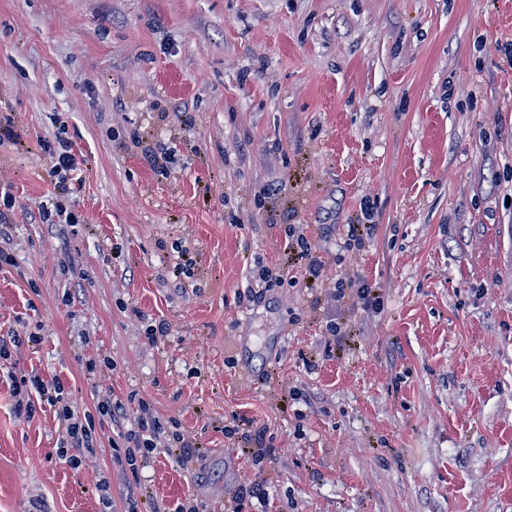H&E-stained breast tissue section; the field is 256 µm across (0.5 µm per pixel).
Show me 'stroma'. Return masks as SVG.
<instances>
[{"instance_id": "1", "label": "stroma", "mask_w": 512, "mask_h": 512, "mask_svg": "<svg viewBox=\"0 0 512 512\" xmlns=\"http://www.w3.org/2000/svg\"><path fill=\"white\" fill-rule=\"evenodd\" d=\"M510 45L512 0H0V512H101L104 489L225 512L250 484L243 512H512ZM62 140L78 221L54 237ZM292 224L329 283L249 301L259 266L298 275ZM350 276L381 312L336 299ZM33 372L93 418L80 468L53 410L15 411ZM107 398L150 401L198 459L121 474ZM72 146L66 142H59V149L50 154L49 176L57 177L56 186L60 195L68 194L66 183L67 172H75L78 169V162L72 152ZM16 197L12 193V187L0 181V239L7 236V225L10 224V215L15 207ZM3 236V237H2ZM246 428H244V427ZM252 426V423L251 421L249 420H245V419H241V420H238V424H236V426H233L232 430L230 429H226L225 432H230V433H233V434H240V439L243 441V443L247 446H244L246 447L247 449L251 450V453H252V456L254 457L255 461H257L258 463L262 462V460H264L268 455H269V450H267V446H263L262 445V440L263 438L258 435V439L256 441V450L255 448H251L249 447V445L251 444L252 440H253V435L251 434V430L249 429V427Z\"/></svg>"}]
</instances>
